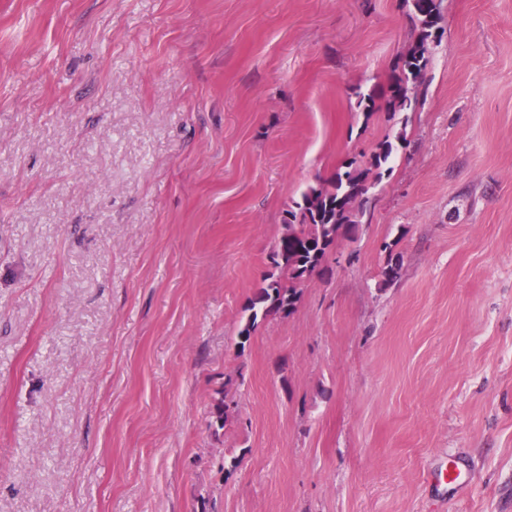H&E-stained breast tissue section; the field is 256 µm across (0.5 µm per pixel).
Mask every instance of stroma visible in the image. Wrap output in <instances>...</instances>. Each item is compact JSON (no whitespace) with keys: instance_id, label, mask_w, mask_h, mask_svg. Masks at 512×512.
<instances>
[{"instance_id":"stroma-1","label":"stroma","mask_w":512,"mask_h":512,"mask_svg":"<svg viewBox=\"0 0 512 512\" xmlns=\"http://www.w3.org/2000/svg\"><path fill=\"white\" fill-rule=\"evenodd\" d=\"M408 12L0 0V512H512V0L365 113ZM399 135L239 345L287 210Z\"/></svg>"}]
</instances>
